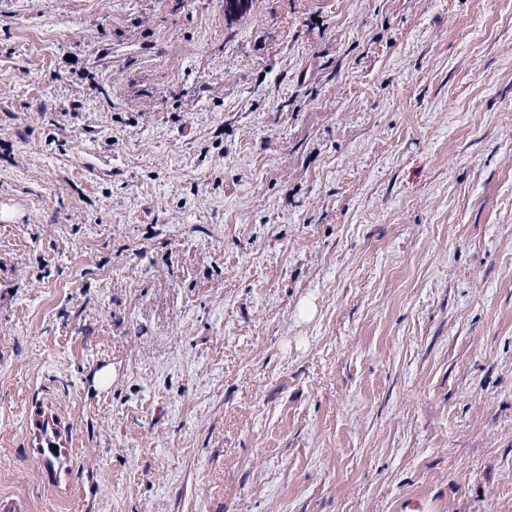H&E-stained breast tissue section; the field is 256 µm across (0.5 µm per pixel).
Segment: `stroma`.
Returning <instances> with one entry per match:
<instances>
[{
  "label": "stroma",
  "instance_id": "obj_1",
  "mask_svg": "<svg viewBox=\"0 0 512 512\" xmlns=\"http://www.w3.org/2000/svg\"><path fill=\"white\" fill-rule=\"evenodd\" d=\"M0 512H512V0H0Z\"/></svg>",
  "mask_w": 512,
  "mask_h": 512
}]
</instances>
